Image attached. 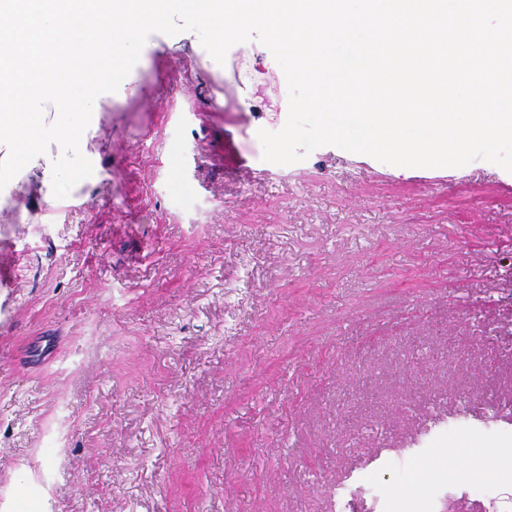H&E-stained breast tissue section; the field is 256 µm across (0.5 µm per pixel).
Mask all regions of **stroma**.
Instances as JSON below:
<instances>
[{
	"label": "stroma",
	"instance_id": "35a3bbf8",
	"mask_svg": "<svg viewBox=\"0 0 512 512\" xmlns=\"http://www.w3.org/2000/svg\"><path fill=\"white\" fill-rule=\"evenodd\" d=\"M248 55L151 34L68 210L0 189V512H512L470 453L512 447V173L268 162L287 83L265 54L263 111Z\"/></svg>",
	"mask_w": 512,
	"mask_h": 512
}]
</instances>
